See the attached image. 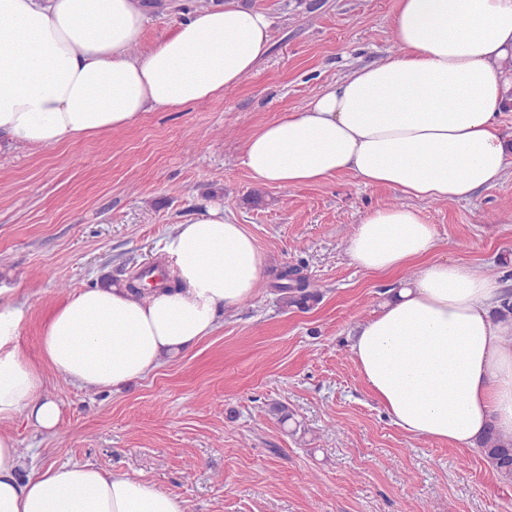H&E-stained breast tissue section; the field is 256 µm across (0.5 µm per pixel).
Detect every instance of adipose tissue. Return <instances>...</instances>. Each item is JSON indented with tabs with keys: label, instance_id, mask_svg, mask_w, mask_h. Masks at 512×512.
Returning <instances> with one entry per match:
<instances>
[{
	"label": "adipose tissue",
	"instance_id": "1",
	"mask_svg": "<svg viewBox=\"0 0 512 512\" xmlns=\"http://www.w3.org/2000/svg\"><path fill=\"white\" fill-rule=\"evenodd\" d=\"M143 0H0V150L46 149L179 111L240 84L269 50L270 18L236 0L188 12L146 54ZM397 53L352 71L300 111L265 123L243 163L262 183L316 184L350 173L410 200L466 202L512 165L500 117L512 92V0H398ZM436 235L410 205L372 209L348 246L370 272L420 268L354 330L350 350L390 420L419 438L477 448L512 439V315L496 277L432 259ZM163 250L176 286L134 299L92 284L49 318L41 364L18 344L26 302H0V420L55 431L51 368L82 388H120L211 335L221 309L250 299L263 257L212 206L177 225ZM156 484L94 465L23 455L0 433V512H185Z\"/></svg>",
	"mask_w": 512,
	"mask_h": 512
}]
</instances>
